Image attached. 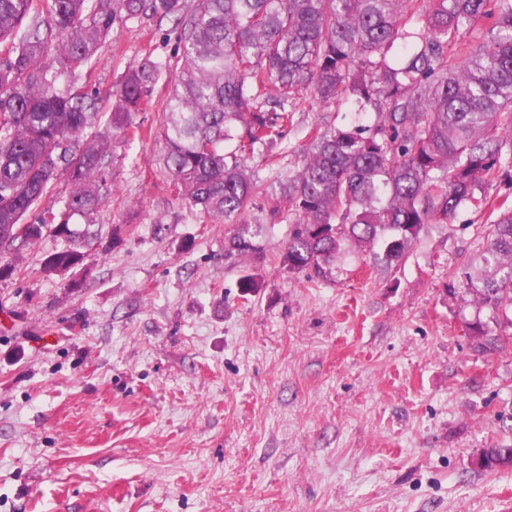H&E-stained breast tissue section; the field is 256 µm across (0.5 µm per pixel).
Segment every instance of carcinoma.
Returning <instances> with one entry per match:
<instances>
[{"label":"carcinoma","instance_id":"1","mask_svg":"<svg viewBox=\"0 0 512 512\" xmlns=\"http://www.w3.org/2000/svg\"><path fill=\"white\" fill-rule=\"evenodd\" d=\"M0 0V281L45 234L63 246L41 270L84 264L83 241L112 193L111 139L140 136L135 114L166 75L160 183L209 221L234 224L224 255L260 250L248 204L269 198L289 221L282 265L325 274L344 241L403 257L426 224H446L468 203L489 211L487 246L458 286L494 313L512 308V197L476 190L512 181V0ZM171 18L177 54L129 67L98 97L75 77L96 64L123 19ZM423 30L409 27L413 18ZM487 38L460 65L448 44L480 22ZM346 99L371 126L320 123L296 170L272 188L247 162L275 156L310 98ZM71 186L43 207L59 182ZM84 230L73 228V218ZM486 470L512 468V447L483 450Z\"/></svg>","mask_w":512,"mask_h":512}]
</instances>
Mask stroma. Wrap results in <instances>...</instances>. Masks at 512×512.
<instances>
[{
  "label": "stroma",
  "instance_id": "1",
  "mask_svg": "<svg viewBox=\"0 0 512 512\" xmlns=\"http://www.w3.org/2000/svg\"><path fill=\"white\" fill-rule=\"evenodd\" d=\"M177 46L173 22L116 24L100 112L127 66ZM323 121L361 119L310 100L251 167L276 183ZM112 146L82 288L42 272L50 236L0 281V512H499L512 469L477 460L512 445V343L480 347L469 322L504 326L450 289L487 213L424 225L392 265L346 242L310 279L281 263L287 223L225 257L229 225L155 186L157 137Z\"/></svg>",
  "mask_w": 512,
  "mask_h": 512
}]
</instances>
